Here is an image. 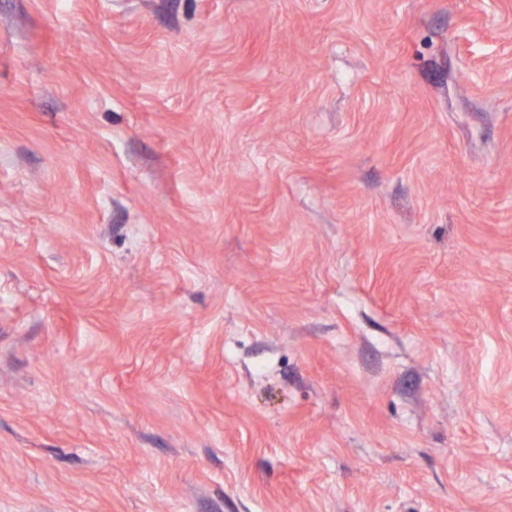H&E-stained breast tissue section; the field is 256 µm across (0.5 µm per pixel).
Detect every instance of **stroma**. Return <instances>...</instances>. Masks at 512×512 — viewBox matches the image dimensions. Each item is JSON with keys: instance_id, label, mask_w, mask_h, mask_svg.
Here are the masks:
<instances>
[{"instance_id": "35a3bbf8", "label": "stroma", "mask_w": 512, "mask_h": 512, "mask_svg": "<svg viewBox=\"0 0 512 512\" xmlns=\"http://www.w3.org/2000/svg\"><path fill=\"white\" fill-rule=\"evenodd\" d=\"M0 512H512V0H0Z\"/></svg>"}]
</instances>
